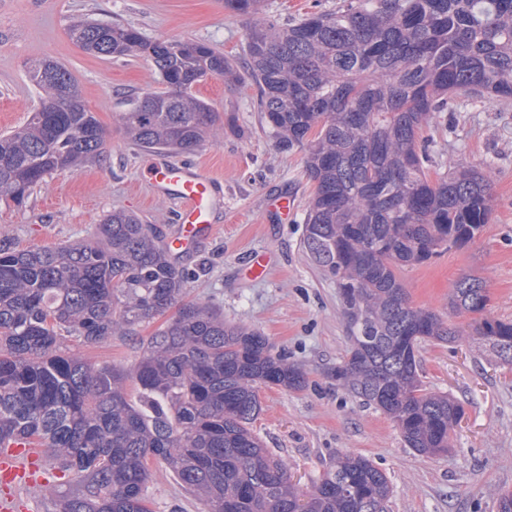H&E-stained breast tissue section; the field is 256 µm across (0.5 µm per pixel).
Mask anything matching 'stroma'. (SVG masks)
<instances>
[{"label": "stroma", "instance_id": "1", "mask_svg": "<svg viewBox=\"0 0 512 512\" xmlns=\"http://www.w3.org/2000/svg\"><path fill=\"white\" fill-rule=\"evenodd\" d=\"M342 0H264L263 14L286 24L310 12H332ZM76 16L137 27L150 40L204 41L242 56L245 25L224 0H0V132L21 127L36 91L27 64L49 58L77 80L87 109L106 133L103 160L46 177L23 204L0 200V244L18 249L89 239L104 214L123 209L153 225L163 238L175 232L177 205L158 196L143 177L147 152L119 120L128 96L159 90L146 56L113 59L87 53L69 38ZM196 95L220 113L217 135L177 162L203 165L221 182L224 204L213 234L179 256L190 270L186 298L215 306L225 321L264 336L273 352L305 374L300 390L260 387L261 410L252 429L281 458L301 489H309L337 454L371 460L388 476L389 512H497V493L512 489V367L472 339L426 341L418 352L424 386L458 401L464 416L452 448L425 456L408 448L395 423L337 387L334 371L347 350L343 306L336 281L309 257L306 210L312 186L304 153L281 148L265 130L258 89L246 78L212 77ZM453 112L435 113L429 174L438 178L454 162L478 167L491 184L492 216L472 243L429 262L403 267L399 276L414 305L467 327L473 314L448 312V295L465 274L488 290L485 317L512 321V102L458 97ZM292 201L281 213V197ZM270 262L262 276L253 259ZM137 339L115 336L84 348L86 357L131 367ZM153 512H204L169 467L152 466Z\"/></svg>", "mask_w": 512, "mask_h": 512}]
</instances>
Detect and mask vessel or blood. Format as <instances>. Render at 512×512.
Segmentation results:
<instances>
[{"label": "vessel or blood", "mask_w": 512, "mask_h": 512, "mask_svg": "<svg viewBox=\"0 0 512 512\" xmlns=\"http://www.w3.org/2000/svg\"><path fill=\"white\" fill-rule=\"evenodd\" d=\"M147 181L160 195L180 206V226L171 242L174 251L192 250L214 228L218 205L216 178L198 166H183L161 158L152 159ZM46 462L42 448L25 438L0 450V482L14 485L15 494L0 496V512H24L17 493L42 485Z\"/></svg>", "instance_id": "1"}]
</instances>
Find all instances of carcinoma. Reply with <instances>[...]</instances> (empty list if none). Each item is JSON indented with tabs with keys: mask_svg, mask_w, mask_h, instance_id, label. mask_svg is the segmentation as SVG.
Listing matches in <instances>:
<instances>
[{
	"mask_svg": "<svg viewBox=\"0 0 512 512\" xmlns=\"http://www.w3.org/2000/svg\"><path fill=\"white\" fill-rule=\"evenodd\" d=\"M261 0H224L245 20L244 72L259 92L268 133L304 151L313 194L304 246L345 289L349 339L336 385L388 415L407 447H451L463 407L420 381L425 340H477L512 366V322L487 317L460 330L416 307L399 277L475 239L492 191L474 166L455 163L431 181L427 135L455 98L512 99V0H344L284 26ZM70 39L111 58L142 53L162 90L135 95L120 114L146 152L190 153L221 116L193 89L235 78L238 61L200 41L149 40L133 25L73 21ZM29 63L39 104L0 135V199L20 205L57 170L104 153V130L59 64ZM189 272L151 225L114 210L86 242L0 245V446L24 437L76 490L55 512H152L151 463L165 462L205 512H386V473L343 454L306 493L251 424L261 385L300 390L304 373L259 333L184 301ZM483 282L462 276L453 313H481ZM159 317L129 368L91 362L90 346ZM134 386L135 396L126 391Z\"/></svg>",
	"mask_w": 512,
	"mask_h": 512,
	"instance_id": "cac0c4a2",
	"label": "carcinoma"
}]
</instances>
